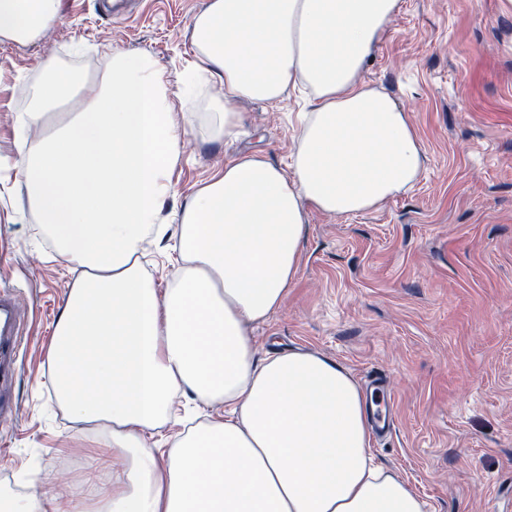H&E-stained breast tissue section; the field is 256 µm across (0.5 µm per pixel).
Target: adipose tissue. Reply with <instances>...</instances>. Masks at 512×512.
Masks as SVG:
<instances>
[{
  "label": "adipose tissue",
  "mask_w": 512,
  "mask_h": 512,
  "mask_svg": "<svg viewBox=\"0 0 512 512\" xmlns=\"http://www.w3.org/2000/svg\"><path fill=\"white\" fill-rule=\"evenodd\" d=\"M400 0H211L193 22L205 74L224 96L189 113L210 140L233 141L238 101H313L288 167L228 159L178 212L177 272L166 288L144 270L162 230L169 172L185 134L171 87L147 57L108 56L92 97L84 74L52 70L20 87L32 212L59 254L84 270L49 348L59 403L78 423L112 425L127 466L104 512H428L373 462L366 397L337 360L302 351L256 359L248 323L281 308L295 282L308 210L343 217L412 188L423 167L408 112L358 80ZM61 0H0V38L40 39ZM224 417L185 430L166 457L146 445L175 397ZM0 512H87L82 501L0 490Z\"/></svg>",
  "instance_id": "obj_1"
}]
</instances>
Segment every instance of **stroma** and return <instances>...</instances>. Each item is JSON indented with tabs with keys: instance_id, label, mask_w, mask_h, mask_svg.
<instances>
[{
	"instance_id": "1",
	"label": "stroma",
	"mask_w": 512,
	"mask_h": 512,
	"mask_svg": "<svg viewBox=\"0 0 512 512\" xmlns=\"http://www.w3.org/2000/svg\"><path fill=\"white\" fill-rule=\"evenodd\" d=\"M63 0L62 19L21 47L0 41V286L14 289L27 318L17 413L0 423V485L26 492L39 473L46 495L81 491L90 474L109 482L103 426L72 422L54 396L48 354L53 324L82 271L59 257L31 214L20 183L17 87L51 63L94 61L107 49L151 57L171 85L196 63L193 19L210 0ZM361 83L410 113L424 168L410 190L380 209L332 218L316 210L296 281L281 308L251 323L257 358L302 350L342 363L357 383L386 376L393 429L372 440L375 463L406 481L429 512H512V14L500 0H401ZM299 93L278 106L240 103L233 142L188 129L170 173L172 216L225 161L258 152L284 165L294 150ZM213 407L185 397L148 445L169 449Z\"/></svg>"
}]
</instances>
